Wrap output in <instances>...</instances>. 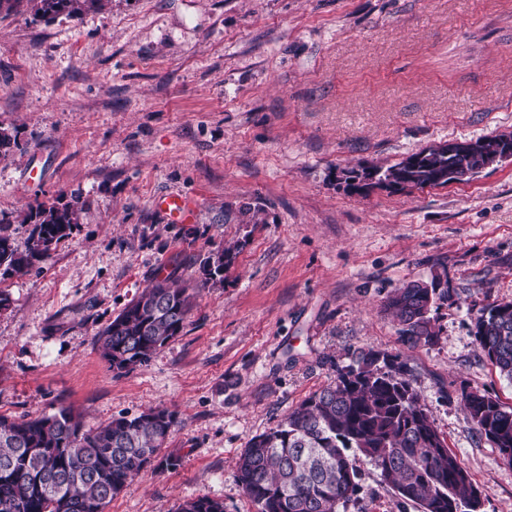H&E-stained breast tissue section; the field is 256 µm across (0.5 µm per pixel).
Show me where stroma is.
Returning a JSON list of instances; mask_svg holds the SVG:
<instances>
[{
    "instance_id": "1",
    "label": "stroma",
    "mask_w": 512,
    "mask_h": 512,
    "mask_svg": "<svg viewBox=\"0 0 512 512\" xmlns=\"http://www.w3.org/2000/svg\"><path fill=\"white\" fill-rule=\"evenodd\" d=\"M0 126L20 143L0 157V211L84 204L48 257L0 281V416L174 417L105 512L197 496L257 512L236 481L243 448L362 349L402 356L483 512H512V466L460 399L512 406L472 334L482 306L512 301V160L411 192L341 178L512 132V0H110L49 24L1 12ZM170 192L195 201L190 222L155 209ZM232 240L223 282L203 283L200 260ZM443 267L456 301L434 311L432 344L410 346L384 304ZM170 274L194 287L182 333L112 369L97 333ZM350 457L361 479L341 512H418Z\"/></svg>"
}]
</instances>
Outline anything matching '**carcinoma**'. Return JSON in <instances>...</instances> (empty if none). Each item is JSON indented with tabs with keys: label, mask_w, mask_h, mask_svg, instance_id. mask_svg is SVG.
<instances>
[{
	"label": "carcinoma",
	"mask_w": 512,
	"mask_h": 512,
	"mask_svg": "<svg viewBox=\"0 0 512 512\" xmlns=\"http://www.w3.org/2000/svg\"><path fill=\"white\" fill-rule=\"evenodd\" d=\"M109 0H0V11L25 10L33 19L79 18ZM512 134L444 142L390 165L359 174L396 191L468 182L501 162ZM83 204L39 202L21 220L32 225L27 248L14 246L11 220L0 216V279L27 274L33 260L49 255L79 223ZM238 246L208 253L204 282H221ZM447 268L427 281L395 291L385 308L413 345L436 336L433 304L455 303ZM190 285L171 276L155 279L99 332V351L112 368L130 371L184 329L191 310ZM478 350L512 379V301L493 302L472 320ZM476 432L512 466V407L477 391L462 392ZM174 418L161 408L120 416L85 428L68 408L34 419L0 416V512H105L166 443ZM368 458L402 503L420 512H482L479 489L448 448L413 387L400 354L361 350L336 380L313 393L275 428L252 438L240 454L236 480L258 512H339L358 489L359 472L348 451ZM176 512H224L206 496L189 498Z\"/></svg>",
	"instance_id": "obj_1"
}]
</instances>
